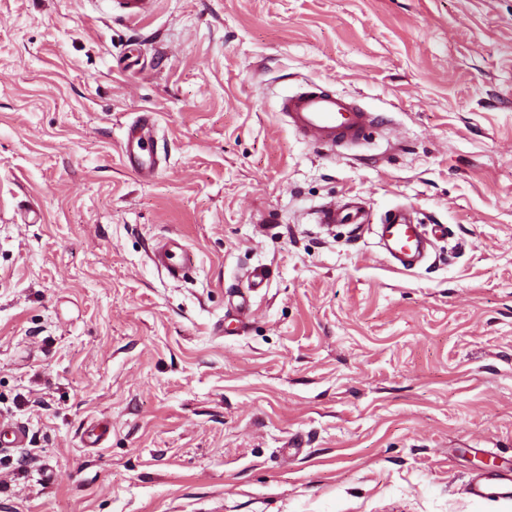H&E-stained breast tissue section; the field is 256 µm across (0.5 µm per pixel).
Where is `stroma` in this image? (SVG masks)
<instances>
[{
  "mask_svg": "<svg viewBox=\"0 0 512 512\" xmlns=\"http://www.w3.org/2000/svg\"><path fill=\"white\" fill-rule=\"evenodd\" d=\"M112 2L0 0V512H512V0ZM311 80L389 125L311 147ZM350 197L445 235L398 272ZM121 10L119 15L125 21H136L153 12L155 0H115ZM156 128L153 116H141L131 124L120 144L125 160L145 178L153 177L159 169L158 155L154 150ZM316 214L317 223L326 225L356 224L358 228L364 229L370 221L365 207L357 198H348L334 205L326 204ZM150 260L173 280L184 279L194 266L192 253L175 237L159 240L151 251ZM468 493L480 499H512V475L487 472L471 480Z\"/></svg>",
  "mask_w": 512,
  "mask_h": 512,
  "instance_id": "35a3bbf8",
  "label": "stroma"
}]
</instances>
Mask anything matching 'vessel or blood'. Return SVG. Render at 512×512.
Returning <instances> with one entry per match:
<instances>
[{"label": "vessel or blood", "instance_id": "vessel-or-blood-1", "mask_svg": "<svg viewBox=\"0 0 512 512\" xmlns=\"http://www.w3.org/2000/svg\"><path fill=\"white\" fill-rule=\"evenodd\" d=\"M121 17L138 20L153 12L155 0H118ZM281 114L289 128L309 145L331 153H341L365 142L369 130L380 125L382 115L368 111L355 99L325 90L311 82L284 96ZM157 124L150 115L133 122L120 144L125 160L142 177H153L159 169L154 149ZM321 224H353L364 227L368 213L359 199L350 198L334 205H324L317 212ZM379 246L389 256L394 268L409 272L421 266L427 254V240L413 208L399 206L374 226ZM153 265L175 280L185 278L194 266L192 253L181 239L167 237L159 240L151 251ZM471 496L480 499H512V475L487 472L471 480Z\"/></svg>", "mask_w": 512, "mask_h": 512}]
</instances>
